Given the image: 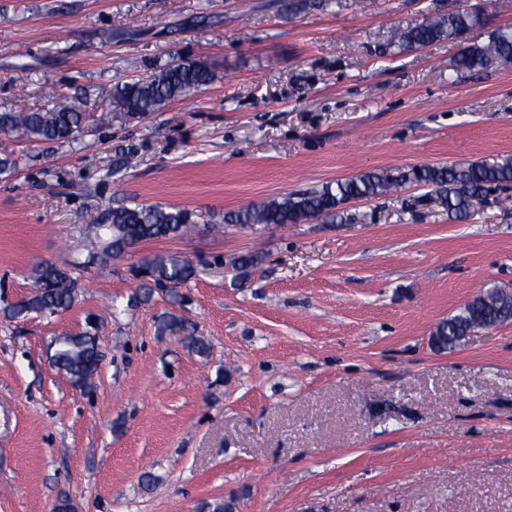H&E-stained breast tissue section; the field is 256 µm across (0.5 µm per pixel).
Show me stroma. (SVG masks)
<instances>
[{"label":"stroma","instance_id":"stroma-1","mask_svg":"<svg viewBox=\"0 0 512 512\" xmlns=\"http://www.w3.org/2000/svg\"><path fill=\"white\" fill-rule=\"evenodd\" d=\"M0 0V112L109 100L169 57L212 83L162 111L112 110L77 140L13 135L0 176V308L33 268L78 299L0 319V512H512V322L436 351V325L512 290V208L453 220L428 189L348 202L346 221L224 226L225 212L377 170L512 157V64L454 71L462 44L512 28L469 0L463 42L391 33L458 0ZM189 210L193 232L89 262L117 206ZM257 253L247 279L224 257ZM189 258L183 304L142 305L141 258ZM183 317L210 354L162 336ZM97 321L92 390L53 369L58 336ZM155 483L143 488L141 477Z\"/></svg>","mask_w":512,"mask_h":512}]
</instances>
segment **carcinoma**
Masks as SVG:
<instances>
[{"label":"carcinoma","instance_id":"carcinoma-1","mask_svg":"<svg viewBox=\"0 0 512 512\" xmlns=\"http://www.w3.org/2000/svg\"><path fill=\"white\" fill-rule=\"evenodd\" d=\"M482 24V16L468 8L400 29L393 44L399 48L427 47L436 42H454ZM512 62V30L492 33L485 43H474L457 54L454 69L478 72L497 63ZM212 79L208 66L197 60L171 59L156 67L147 76L132 81H119L112 86V103L133 116L161 111L171 101L187 96L207 85ZM107 105L92 103L87 97H77L70 104L44 111L0 112V132H19L32 142L66 143L76 138L79 128L94 119L109 118ZM408 182L428 187L438 194L448 214L465 218L469 209L493 191L512 189V159L492 163L476 162L466 166L423 164L388 175L376 170L338 179L319 189L287 193L280 197L252 203L224 214V223L253 225L298 224L304 220L342 217V205L350 200L383 196ZM192 214L157 204L116 207L107 213L100 225L108 236L101 253L90 261L104 262L123 254L133 245L151 240L170 239L192 231ZM262 261L258 254H247L230 260L231 267L244 279ZM153 282L168 290L175 299L179 288L195 279L197 270L188 259L171 255L145 257ZM34 291L26 299L5 307L0 312L8 319L24 318L31 313L55 314L72 306L76 297L77 280L63 268L41 263L34 268ZM512 318V296L488 290L464 305L461 311L440 322L433 333L432 343L439 351L455 347L461 338L479 326H494ZM158 330L162 335L179 336L188 350L200 357L209 355V343L202 336L187 333L184 320L173 314L162 318ZM53 365L64 372L70 383L80 389L92 386L100 363L97 329L88 324L84 331L64 336L52 355Z\"/></svg>","mask_w":512,"mask_h":512}]
</instances>
